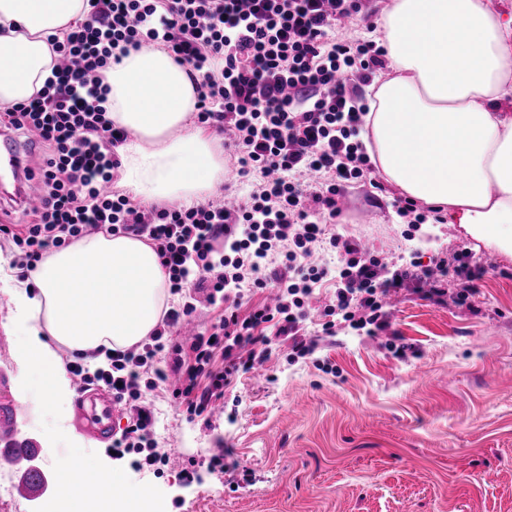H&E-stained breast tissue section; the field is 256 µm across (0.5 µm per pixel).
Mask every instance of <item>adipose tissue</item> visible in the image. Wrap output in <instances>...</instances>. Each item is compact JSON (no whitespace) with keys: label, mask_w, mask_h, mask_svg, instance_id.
<instances>
[{"label":"adipose tissue","mask_w":512,"mask_h":512,"mask_svg":"<svg viewBox=\"0 0 512 512\" xmlns=\"http://www.w3.org/2000/svg\"><path fill=\"white\" fill-rule=\"evenodd\" d=\"M83 0H0V109L31 99L53 67L48 36L82 16ZM394 78L365 117L381 175L437 206L488 248L512 256V15L491 0H395L379 29ZM120 149L121 184L144 201L203 200L224 180L219 145L189 123L195 85L168 53L143 46L104 73ZM31 283L1 275L16 307L21 359L44 380L50 405L72 391L53 350L126 349L157 326L167 277L154 248L98 233L49 251ZM96 474L65 486L75 512H150L148 488L111 499Z\"/></svg>","instance_id":"ef3b65f1"}]
</instances>
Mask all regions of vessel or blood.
<instances>
[{
  "label": "vessel or blood",
  "mask_w": 512,
  "mask_h": 512,
  "mask_svg": "<svg viewBox=\"0 0 512 512\" xmlns=\"http://www.w3.org/2000/svg\"><path fill=\"white\" fill-rule=\"evenodd\" d=\"M38 140V135L32 132L23 141L10 133H0V179H10L17 184L18 199L25 209L39 204L37 182L28 176L23 164L27 147ZM113 411L111 390H90L80 398L77 421L90 438L107 440L112 436ZM25 414L24 398L0 404V466L17 470L19 480L15 484V493L19 499L30 501L47 489L48 481L34 466L39 452L37 439L21 429Z\"/></svg>",
  "instance_id": "obj_1"
}]
</instances>
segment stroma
Listing matches in <instances>:
<instances>
[{
	"instance_id": "obj_1",
	"label": "stroma",
	"mask_w": 512,
	"mask_h": 512,
	"mask_svg": "<svg viewBox=\"0 0 512 512\" xmlns=\"http://www.w3.org/2000/svg\"><path fill=\"white\" fill-rule=\"evenodd\" d=\"M348 204L326 235L358 239L387 265L454 262L459 253L487 273L460 299L407 285L384 305L382 329L337 321L323 335L335 300L325 278L306 303L314 351L273 344L258 369L224 390V415L188 419L164 387L149 391L161 467H135L92 442L74 417L57 424L40 378L17 352L12 305L0 294V396L23 392L25 431L41 443V468L108 463L116 482L147 485L162 512H512V257L487 249L457 224L399 216L402 191L369 179L342 182ZM227 468L210 467L219 447ZM198 477L185 484L183 473Z\"/></svg>"
}]
</instances>
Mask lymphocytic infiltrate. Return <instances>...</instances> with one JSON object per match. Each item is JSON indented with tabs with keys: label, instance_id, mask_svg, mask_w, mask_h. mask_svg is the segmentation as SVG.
Instances as JSON below:
<instances>
[{
	"label": "lymphocytic infiltrate",
	"instance_id": "lymphocytic-infiltrate-1",
	"mask_svg": "<svg viewBox=\"0 0 512 512\" xmlns=\"http://www.w3.org/2000/svg\"><path fill=\"white\" fill-rule=\"evenodd\" d=\"M360 11V0H84L83 18L48 39L52 77L32 99L0 112V128L37 130L46 149L38 174L41 206L29 223L0 225L20 251L22 272L34 271L49 250L104 230L149 241L171 294L185 296L138 345L107 352L104 366L67 364L82 383L110 389L127 414L112 439L115 453L142 452L147 464L158 462L144 393L169 372L179 375L174 398L193 418L223 398L235 374L263 363L273 339L291 340L297 355L309 352L301 334L305 300L327 275L312 261V245L324 236L323 223L339 213L340 181L372 172L358 139L369 106L353 99L348 83L370 82L387 51L336 35L337 18ZM146 42L187 67L198 125L222 136L239 177L260 180L251 199L237 198L231 208L218 199L158 209L104 193L121 166L118 149L127 133L109 116L102 72L114 54ZM329 243L344 251L336 299L322 325L329 336L340 319L383 327L381 299L390 290L425 282L439 295L450 281L466 298L481 276L463 260L390 269L350 240L333 236ZM245 286L276 289V303L245 318L225 308L212 337L173 342V331L190 320L199 300L214 306L225 289ZM217 346L224 357L218 369L212 364ZM165 352L173 355L168 372L156 365Z\"/></svg>",
	"mask_w": 512,
	"mask_h": 512
}]
</instances>
